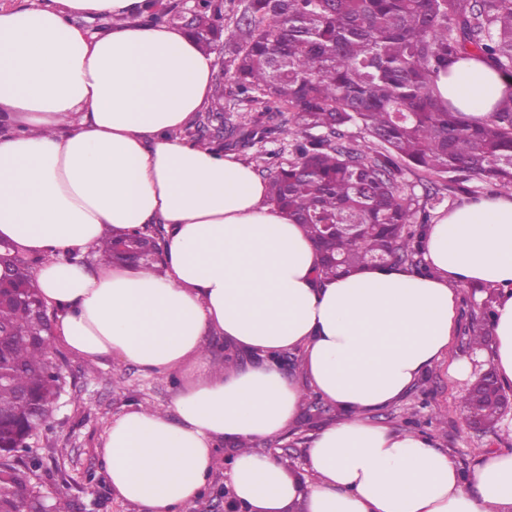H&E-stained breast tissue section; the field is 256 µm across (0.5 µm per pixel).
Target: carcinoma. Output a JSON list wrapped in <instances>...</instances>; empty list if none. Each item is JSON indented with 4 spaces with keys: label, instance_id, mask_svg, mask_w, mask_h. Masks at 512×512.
<instances>
[{
    "label": "carcinoma",
    "instance_id": "1",
    "mask_svg": "<svg viewBox=\"0 0 512 512\" xmlns=\"http://www.w3.org/2000/svg\"><path fill=\"white\" fill-rule=\"evenodd\" d=\"M176 0H156L152 21L181 23L206 50L218 53L212 111L223 112L224 83L242 101L263 105L246 121L224 119V133L197 142L247 154L255 146L293 140L288 158L253 156L270 201L288 211L315 242L319 276L333 279L383 260L423 272L421 240L429 220L417 214L398 179L407 169L437 179L450 193L476 180L512 188V94L489 120L468 121L437 88L440 73L466 56L481 57L512 79V0H197L181 19ZM237 14L232 30L226 12ZM357 125L369 145L348 135ZM165 228L154 224L127 238L104 241L103 260L136 253L159 261ZM40 255H0V351L9 376L0 381V509L68 512L61 496L46 500L31 483L43 465L29 445L34 429L64 391L50 366L55 340L36 313L32 285ZM494 301L471 313L470 344L491 335ZM475 380L462 399L466 417L495 426L501 403ZM304 425L320 421L324 400L312 394Z\"/></svg>",
    "mask_w": 512,
    "mask_h": 512
}]
</instances>
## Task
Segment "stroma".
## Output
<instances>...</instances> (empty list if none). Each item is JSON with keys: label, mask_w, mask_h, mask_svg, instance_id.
<instances>
[{"label": "stroma", "mask_w": 512, "mask_h": 512, "mask_svg": "<svg viewBox=\"0 0 512 512\" xmlns=\"http://www.w3.org/2000/svg\"><path fill=\"white\" fill-rule=\"evenodd\" d=\"M458 297L457 332L446 357L429 368L405 398L375 412L372 419L397 430L427 434L467 472L489 451L512 452V436L506 431L512 417L503 416L500 426L482 433L468 425L461 401L475 376L457 375L450 366L477 360L468 335L470 289L461 288ZM56 359L66 386L47 428L33 440L43 459L33 483L41 492L61 494L70 512H139L110 490L101 458L106 427L113 418L140 405L171 413L183 375L147 377L136 365L114 357L91 364L62 345Z\"/></svg>", "instance_id": "35a3bbf8"}]
</instances>
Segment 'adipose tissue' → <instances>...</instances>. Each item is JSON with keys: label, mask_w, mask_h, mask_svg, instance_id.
<instances>
[{"label": "adipose tissue", "mask_w": 512, "mask_h": 512, "mask_svg": "<svg viewBox=\"0 0 512 512\" xmlns=\"http://www.w3.org/2000/svg\"><path fill=\"white\" fill-rule=\"evenodd\" d=\"M150 5L0 7V240L43 256L34 283L70 351L147 376L193 371L173 416L139 407L109 423L112 493L142 512H182L207 488L217 442L241 440L228 485L244 512H512V452L465 473L429 436L369 418L447 354L464 286L500 290L493 366L512 383V194L438 212L427 272L319 278L312 240L268 201L253 165L182 139L213 101L214 56L147 21ZM99 18L106 29L93 28ZM437 84L479 121L512 87L472 56ZM150 224L165 227L159 269L64 258ZM212 337L251 364L215 367ZM294 349L303 385L275 360ZM311 392L347 415L312 434L300 474L256 444L287 431Z\"/></svg>", "instance_id": "1"}]
</instances>
